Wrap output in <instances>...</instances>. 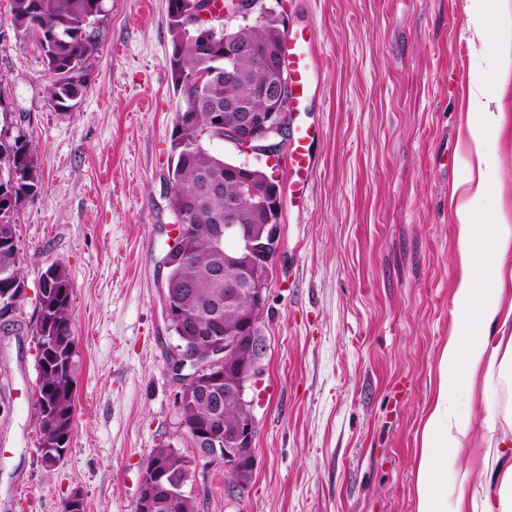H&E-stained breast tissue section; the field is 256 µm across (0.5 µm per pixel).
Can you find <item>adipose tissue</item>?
<instances>
[{
    "label": "adipose tissue",
    "mask_w": 512,
    "mask_h": 512,
    "mask_svg": "<svg viewBox=\"0 0 512 512\" xmlns=\"http://www.w3.org/2000/svg\"><path fill=\"white\" fill-rule=\"evenodd\" d=\"M492 96L472 99L478 156L500 130ZM489 190L479 182L458 214L460 276L454 325L437 362V387L425 414L415 478V512H512V302L503 288L512 255V225L479 219ZM481 391L484 424L494 442L475 435L471 409Z\"/></svg>",
    "instance_id": "obj_1"
}]
</instances>
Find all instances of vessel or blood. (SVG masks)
Returning <instances> with one entry per match:
<instances>
[{
    "label": "vessel or blood",
    "mask_w": 512,
    "mask_h": 512,
    "mask_svg": "<svg viewBox=\"0 0 512 512\" xmlns=\"http://www.w3.org/2000/svg\"><path fill=\"white\" fill-rule=\"evenodd\" d=\"M283 47L289 87L288 111L294 116L307 112L310 103L321 96L322 86L308 30L301 28L288 31L283 39ZM314 137L315 133L309 127L300 125L293 131L288 158L290 189L304 185L313 173L315 159L311 152V142Z\"/></svg>",
    "instance_id": "obj_1"
}]
</instances>
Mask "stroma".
<instances>
[{"label": "stroma", "instance_id": "obj_1", "mask_svg": "<svg viewBox=\"0 0 512 512\" xmlns=\"http://www.w3.org/2000/svg\"><path fill=\"white\" fill-rule=\"evenodd\" d=\"M306 24L323 83L308 121L305 200L282 196L280 250L260 323L262 374L251 483L229 490L200 459L168 362L161 260L175 231L167 201L181 99L168 57L166 0H109L97 55L69 108L47 100L43 52L0 0V107L36 147L39 196L9 220L26 287L0 336V512H134L159 445L191 462L198 512H413L416 448L438 355L454 320L456 211L469 180L484 212L512 225V69L492 73L502 112L494 163L478 172L470 99L494 23L469 0H281ZM72 284L76 414L55 466L38 450L41 277Z\"/></svg>", "mask_w": 512, "mask_h": 512}]
</instances>
